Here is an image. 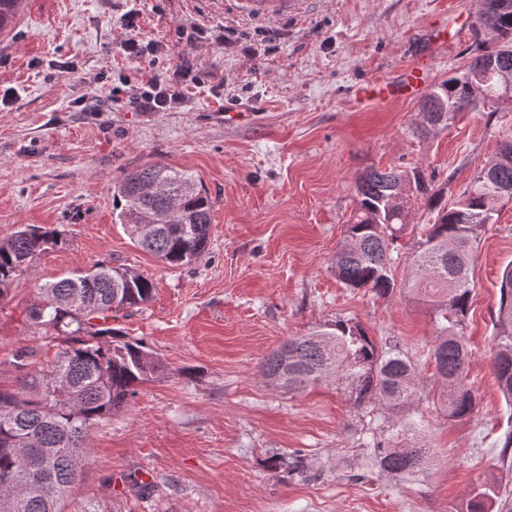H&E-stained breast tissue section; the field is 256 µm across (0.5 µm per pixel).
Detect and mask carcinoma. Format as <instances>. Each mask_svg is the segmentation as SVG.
I'll list each match as a JSON object with an SVG mask.
<instances>
[{
    "label": "carcinoma",
    "mask_w": 512,
    "mask_h": 512,
    "mask_svg": "<svg viewBox=\"0 0 512 512\" xmlns=\"http://www.w3.org/2000/svg\"><path fill=\"white\" fill-rule=\"evenodd\" d=\"M506 2L485 15L499 43H477L465 72L435 84L424 99L419 112L429 125L448 127L458 114L476 109L473 83L489 101L500 98L498 71H512V51L506 52L512 48V0ZM18 9L19 0H0V29L12 25ZM487 57L495 58V67L475 72L474 66ZM495 162V180L474 177L451 208L433 176L420 167L364 171L356 179L358 201L346 229V237L356 240L355 249H339L332 264L347 288H369L379 296L393 292L395 244L410 226L415 206L427 207L429 219L415 225L414 275L404 289L430 311L436 335L429 357L434 380L441 384L437 399L450 418L468 417L476 405L466 375L469 273L479 227L493 220L497 187H512L511 135L501 141ZM167 208L166 223L155 225L149 236L139 231L138 225L156 221ZM213 208L200 180L161 163L128 172L116 187L119 223L130 225L141 246L170 266H188L203 255ZM60 243L54 231L19 227L7 249L0 250V295L33 259ZM95 269L89 278L70 273L38 288L39 300L29 316L34 324L55 330L58 352L49 367L26 373L18 389L0 388V484L9 476L11 483L28 489L21 496L0 489V512H64L88 463L92 428L127 406L138 385L164 373L159 357L142 341L125 340L112 327V314L151 299L152 282L138 274L117 285L118 269L105 263ZM494 338L492 370L512 408V264L500 284ZM33 356V350L19 348L9 362L23 371ZM58 372L66 376V391L51 396L47 388ZM261 372L272 385L290 391L338 382L358 408L394 410L423 397L416 365L400 349L379 348L362 327L344 320L288 338L264 358ZM417 430V423L407 420L397 440L372 439L367 447L373 465L392 478L424 474L430 448L413 442ZM460 512H512V491L477 486Z\"/></svg>",
    "instance_id": "carcinoma-1"
}]
</instances>
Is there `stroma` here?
<instances>
[{
    "label": "stroma",
    "mask_w": 512,
    "mask_h": 512,
    "mask_svg": "<svg viewBox=\"0 0 512 512\" xmlns=\"http://www.w3.org/2000/svg\"><path fill=\"white\" fill-rule=\"evenodd\" d=\"M275 14L247 0H26L0 35V240L21 225L63 233L0 295V386L14 388V350L51 361L52 333L28 316L38 287L98 263L149 277L151 300L113 327L167 365L130 404L91 431V453L65 512H458L473 487L512 488L499 450L512 423L491 361L493 318L512 263V199L478 232L465 335L471 417L421 401L380 416L354 408L336 383L288 392L260 373L288 337L347 320L380 347L395 344L423 377L434 371L425 304L400 288L412 273V233L399 240L397 290H352L331 269L370 168L422 167L458 200L512 134V99L420 130V99L359 102L369 81L398 79L431 56L430 83L462 73L478 0H298ZM136 13L159 58L127 59L120 22ZM235 28L203 44L202 71L223 75L169 112L128 106L117 71L139 80L178 63L183 20ZM252 113L228 123L225 110ZM155 163L192 172L215 206L203 256L169 267L115 219L114 189ZM421 423L433 459L426 476L379 473L362 445L393 422ZM307 465L292 472L295 458Z\"/></svg>",
    "instance_id": "obj_1"
}]
</instances>
